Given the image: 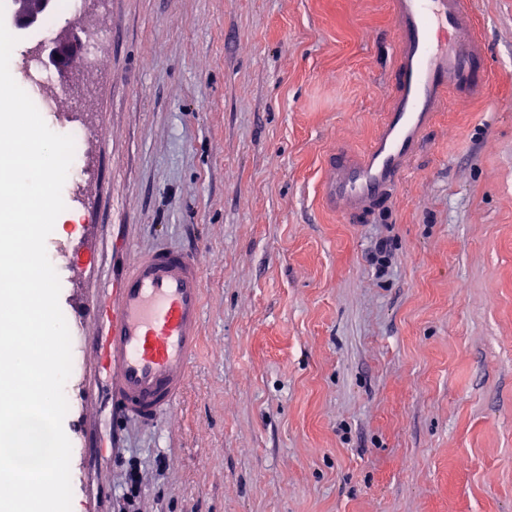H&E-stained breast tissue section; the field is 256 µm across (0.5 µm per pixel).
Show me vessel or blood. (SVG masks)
I'll use <instances>...</instances> for the list:
<instances>
[{
	"instance_id": "obj_1",
	"label": "vessel or blood",
	"mask_w": 512,
	"mask_h": 512,
	"mask_svg": "<svg viewBox=\"0 0 512 512\" xmlns=\"http://www.w3.org/2000/svg\"><path fill=\"white\" fill-rule=\"evenodd\" d=\"M390 9L395 53L378 131L364 149L324 160L322 204L352 223L392 200L449 97L490 91L489 49L473 32L471 0H390ZM202 284L195 256L168 247L134 252L115 278L97 345L122 419L156 423L184 394L202 333Z\"/></svg>"
}]
</instances>
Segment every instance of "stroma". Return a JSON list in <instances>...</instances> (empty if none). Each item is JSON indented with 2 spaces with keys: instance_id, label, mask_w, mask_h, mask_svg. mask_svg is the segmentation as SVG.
I'll return each instance as SVG.
<instances>
[{
  "instance_id": "stroma-1",
  "label": "stroma",
  "mask_w": 512,
  "mask_h": 512,
  "mask_svg": "<svg viewBox=\"0 0 512 512\" xmlns=\"http://www.w3.org/2000/svg\"><path fill=\"white\" fill-rule=\"evenodd\" d=\"M11 73L82 41L87 128L51 233L71 335L72 512H512V0H476L488 99L449 101L392 202L345 223L322 159L390 94L388 0H79ZM386 241L391 263L370 261ZM196 253L201 344L173 412H112L96 313L134 251ZM79 42L78 37L72 32L56 38L52 45L45 49L47 62L63 67L78 47ZM55 55H59V58H55Z\"/></svg>"
}]
</instances>
